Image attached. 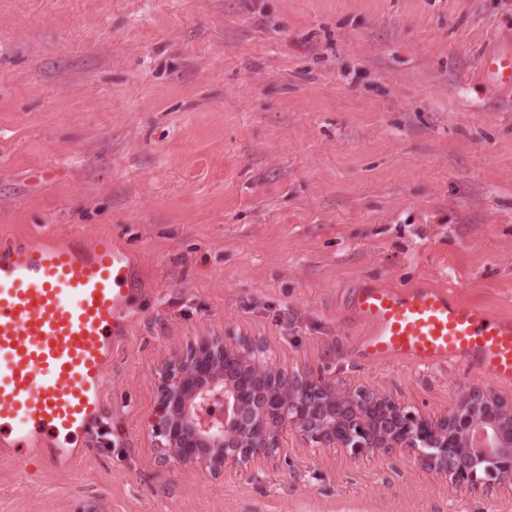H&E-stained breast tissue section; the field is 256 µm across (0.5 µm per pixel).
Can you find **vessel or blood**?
I'll return each mask as SVG.
<instances>
[{"mask_svg": "<svg viewBox=\"0 0 512 512\" xmlns=\"http://www.w3.org/2000/svg\"><path fill=\"white\" fill-rule=\"evenodd\" d=\"M480 74L512 87V47L482 56ZM137 270L111 235L31 238L0 246V457L56 470L84 455L69 438L93 427L112 354L134 317ZM362 328L364 362L417 369L464 363L512 383V319L495 317L443 287L366 282L347 298Z\"/></svg>", "mask_w": 512, "mask_h": 512, "instance_id": "vessel-or-blood-1", "label": "vessel or blood"}]
</instances>
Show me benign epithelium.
Masks as SVG:
<instances>
[{"mask_svg": "<svg viewBox=\"0 0 512 512\" xmlns=\"http://www.w3.org/2000/svg\"><path fill=\"white\" fill-rule=\"evenodd\" d=\"M160 392L153 432L184 465L246 466L289 428L354 456L406 449L460 487L512 482V406L477 388L434 420L383 395L290 377L261 350L215 338L174 355Z\"/></svg>", "mask_w": 512, "mask_h": 512, "instance_id": "1", "label": "benign epithelium"}]
</instances>
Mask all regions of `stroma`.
<instances>
[{
  "label": "stroma",
  "instance_id": "1",
  "mask_svg": "<svg viewBox=\"0 0 512 512\" xmlns=\"http://www.w3.org/2000/svg\"><path fill=\"white\" fill-rule=\"evenodd\" d=\"M512 0H0V239L110 234L139 266L85 455L0 459V512H512L401 450L292 430L244 469L152 433L174 354L232 336L288 375L441 418L453 364L360 361L362 281L447 288L512 317V89L478 75Z\"/></svg>",
  "mask_w": 512,
  "mask_h": 512
}]
</instances>
